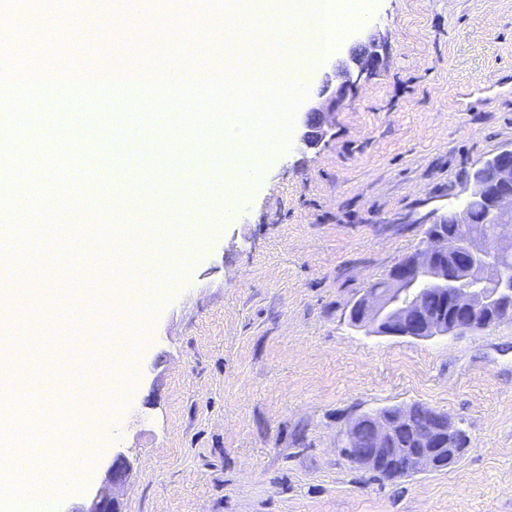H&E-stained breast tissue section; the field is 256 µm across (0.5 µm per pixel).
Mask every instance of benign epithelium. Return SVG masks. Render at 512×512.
I'll return each mask as SVG.
<instances>
[{"label":"benign epithelium","mask_w":512,"mask_h":512,"mask_svg":"<svg viewBox=\"0 0 512 512\" xmlns=\"http://www.w3.org/2000/svg\"><path fill=\"white\" fill-rule=\"evenodd\" d=\"M381 65L378 44L370 41L349 52V63L338 69L337 86L325 80L328 107L336 108L352 86ZM323 107L306 113L302 141L319 144L326 136ZM446 224H463L457 239L448 237ZM512 149L502 150L473 173V187L460 210L430 213L421 245L399 261L381 286L367 288L352 303L348 321L358 328L385 336L429 340L485 330L512 319ZM442 294L443 307L426 309L430 292ZM413 408L400 405L390 413L361 415L370 429L369 446L350 453L358 468L376 472L387 459L409 456L417 467L443 470L451 467L462 449L456 420L432 414V423L420 448H400L398 436L406 429ZM131 465L121 453L112 457L105 484L89 508L71 512H120L110 487L128 480Z\"/></svg>","instance_id":"7a95c632"}]
</instances>
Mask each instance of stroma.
I'll return each mask as SVG.
<instances>
[{
	"mask_svg": "<svg viewBox=\"0 0 512 512\" xmlns=\"http://www.w3.org/2000/svg\"><path fill=\"white\" fill-rule=\"evenodd\" d=\"M170 9L142 0L105 41L59 49L75 68H107L135 41L154 54L179 44ZM248 16L206 17L204 58L242 37ZM374 37L382 66L326 116L315 148L300 142L262 163L229 219L144 327L136 371L99 440L82 490L58 512L87 503L115 454L133 464L115 489L123 512H512V322L462 336H376L345 315L424 237L421 217L459 204L469 177L512 149V0H376L308 81L320 100L325 74L357 41ZM157 174L170 144L189 150L193 178L224 179V164L191 134L142 130ZM93 173L89 195L112 203L125 176L111 149L77 144ZM48 301L25 353L34 368L77 369L93 352L76 317L80 295L42 286ZM447 412L468 446L443 471L391 482L343 457L349 419L390 405Z\"/></svg>",
	"mask_w": 512,
	"mask_h": 512,
	"instance_id": "obj_1",
	"label": "stroma"
}]
</instances>
